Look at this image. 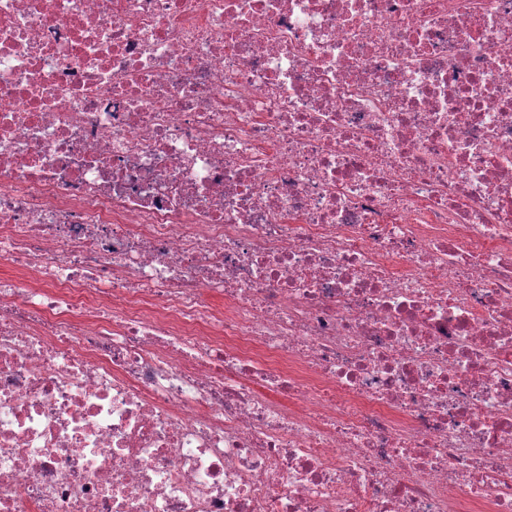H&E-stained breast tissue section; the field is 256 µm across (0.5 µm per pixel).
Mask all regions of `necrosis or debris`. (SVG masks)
Segmentation results:
<instances>
[{"mask_svg":"<svg viewBox=\"0 0 512 512\" xmlns=\"http://www.w3.org/2000/svg\"><path fill=\"white\" fill-rule=\"evenodd\" d=\"M0 512H512V0H0Z\"/></svg>","mask_w":512,"mask_h":512,"instance_id":"necrosis-or-debris-1","label":"necrosis or debris"}]
</instances>
